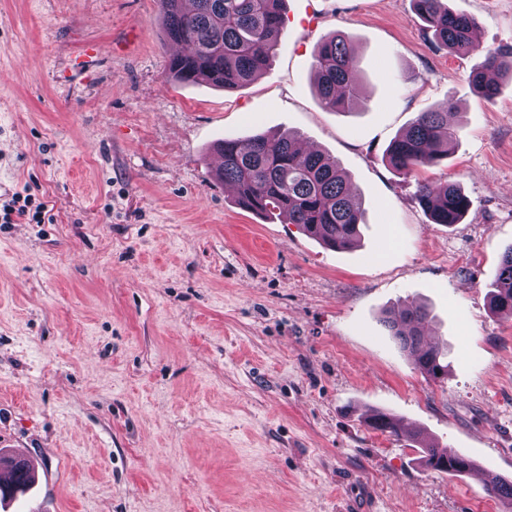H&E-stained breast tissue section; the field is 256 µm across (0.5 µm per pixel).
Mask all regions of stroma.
Instances as JSON below:
<instances>
[{"label": "stroma", "instance_id": "stroma-1", "mask_svg": "<svg viewBox=\"0 0 512 512\" xmlns=\"http://www.w3.org/2000/svg\"><path fill=\"white\" fill-rule=\"evenodd\" d=\"M478 42L512 46V0H448ZM269 68L227 91L167 77L159 0H0V201L32 191L49 224H0V451L35 488L0 512H512L483 476L425 470L384 409L512 478V318L490 295L512 247V79L492 102L480 54L436 44L411 0H284ZM359 61L353 113L315 95L314 51ZM453 99L448 160L384 156ZM292 130L363 201L331 250L239 208L215 177L227 137ZM471 201L436 224L423 182ZM427 306L448 374L416 369L385 312Z\"/></svg>", "mask_w": 512, "mask_h": 512}]
</instances>
